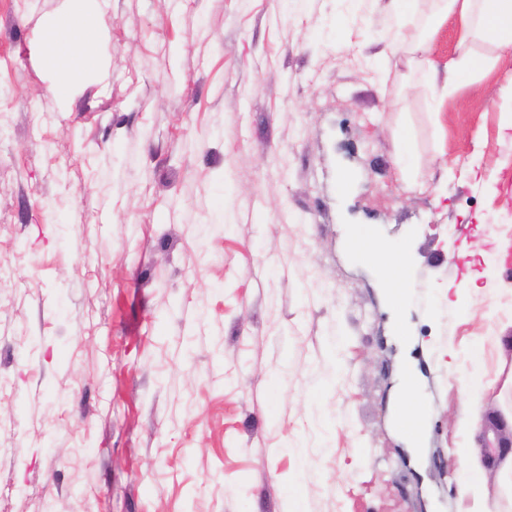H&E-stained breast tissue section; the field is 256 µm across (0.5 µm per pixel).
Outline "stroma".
Instances as JSON below:
<instances>
[{
    "instance_id": "1",
    "label": "stroma",
    "mask_w": 512,
    "mask_h": 512,
    "mask_svg": "<svg viewBox=\"0 0 512 512\" xmlns=\"http://www.w3.org/2000/svg\"><path fill=\"white\" fill-rule=\"evenodd\" d=\"M386 3L102 0L63 103L40 47L72 0H0V512H285L300 469L306 512H473L455 451L503 433L460 424L448 355L512 371V272L481 276L512 52L431 89ZM357 224L405 247L403 305Z\"/></svg>"
}]
</instances>
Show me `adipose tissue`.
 <instances>
[{
  "label": "adipose tissue",
  "instance_id": "1",
  "mask_svg": "<svg viewBox=\"0 0 512 512\" xmlns=\"http://www.w3.org/2000/svg\"><path fill=\"white\" fill-rule=\"evenodd\" d=\"M387 11L398 27L418 20L428 32L452 15L463 19L464 30L457 55L449 62L445 73L428 66L424 40H415L410 47L408 66L433 87L441 83L451 91L460 73L478 75L490 68L489 58L473 50V41L489 42L502 52L512 51V0H434L433 9L426 14L420 11V0H389ZM89 24L84 0H73L72 9L47 27L42 59L49 70L62 75L61 80L49 88L59 100L70 98L73 77L93 72L99 65L95 46L85 37ZM353 240L357 248L380 259L392 300H401L410 286L406 255L398 248L381 244L364 227L355 231ZM456 454L467 460L460 473L462 495L473 498L477 512H504L503 501L512 500V446L497 447L487 457L473 448L457 449ZM491 470L496 471L501 490V498L495 502L481 496L486 475Z\"/></svg>",
  "mask_w": 512,
  "mask_h": 512
}]
</instances>
